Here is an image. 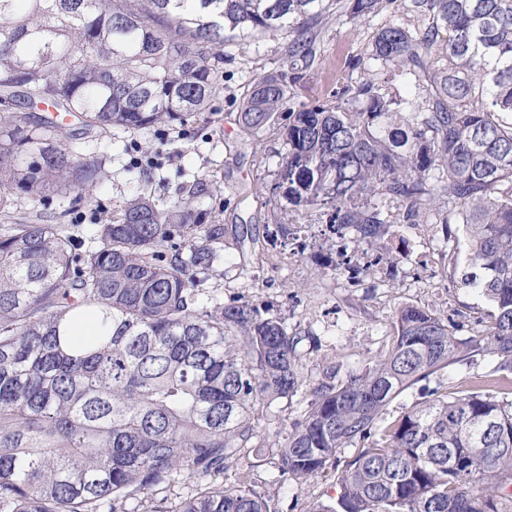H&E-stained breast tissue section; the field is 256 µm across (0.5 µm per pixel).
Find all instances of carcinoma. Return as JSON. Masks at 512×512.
I'll return each mask as SVG.
<instances>
[{"label": "carcinoma", "mask_w": 512, "mask_h": 512, "mask_svg": "<svg viewBox=\"0 0 512 512\" xmlns=\"http://www.w3.org/2000/svg\"><path fill=\"white\" fill-rule=\"evenodd\" d=\"M396 0H348L370 18ZM326 0H0V192L41 201L48 191L94 200L105 162L80 152L55 111L130 132L213 111L228 35L279 29L306 51L308 20ZM412 32L381 27L373 59L407 66L427 85L424 111L404 120L371 79L340 103L288 109V153L276 188L288 202L328 206L329 231L368 241L389 223L376 196L412 216L440 185L468 248L460 285L490 306L472 346L413 305L391 321L384 353L341 381L307 390L278 444L281 474L321 472L359 447L339 493L309 512H501L512 484L508 377L493 391L433 392L391 423L389 403L470 351L512 369V0H411ZM284 76L243 103L249 127L283 111ZM383 116L401 121L375 133ZM167 208L125 200L98 224L97 245L75 252L56 224L0 225V512H139L178 483L194 492L177 512H278L246 484L213 481L260 454L259 417L297 395L296 347L281 318L204 288L224 226L200 224L191 198ZM87 320L91 329L75 336Z\"/></svg>", "instance_id": "1"}]
</instances>
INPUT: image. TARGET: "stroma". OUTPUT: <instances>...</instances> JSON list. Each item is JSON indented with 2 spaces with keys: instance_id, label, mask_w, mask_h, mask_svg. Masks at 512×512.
<instances>
[{
  "instance_id": "35a3bbf8",
  "label": "stroma",
  "mask_w": 512,
  "mask_h": 512,
  "mask_svg": "<svg viewBox=\"0 0 512 512\" xmlns=\"http://www.w3.org/2000/svg\"><path fill=\"white\" fill-rule=\"evenodd\" d=\"M346 0H328L327 9L310 24V53H291L285 30L237 37L222 48L223 90L218 109L187 122L135 133L68 126L84 152L103 156L106 176L95 192L98 209L53 196L36 204L20 195L0 193L1 224H68L81 243H89L96 219L116 211L140 192L156 204L171 205L194 180L208 185L195 202L202 223L224 227V253L208 287L225 299L238 298L264 306L300 336L297 347L302 387L331 373L361 369L387 350L390 321L402 306L426 309L451 325L464 341L480 338L489 317L488 305L458 285L452 276L464 267L467 246L461 225L446 223L450 207L440 193L422 206L416 223L397 217L371 241L353 231L344 236L325 232L326 209L296 207L274 188L286 157L287 115L259 128L240 119L243 102L257 83L272 74L289 77L295 105L333 104L344 83L371 79L387 97L417 109L425 91L413 79L371 58L376 31L397 23L407 29L422 21L410 0L384 9L377 17L353 20ZM496 360L482 353L430 376L396 397L384 418H400L422 390L468 389L490 375ZM298 400H282L259 420L266 449L231 467L220 481L245 483L278 500L281 512H309L311 505L336 493L337 476L356 451L341 449L315 477L298 481L281 475L274 446L298 416Z\"/></svg>"
}]
</instances>
